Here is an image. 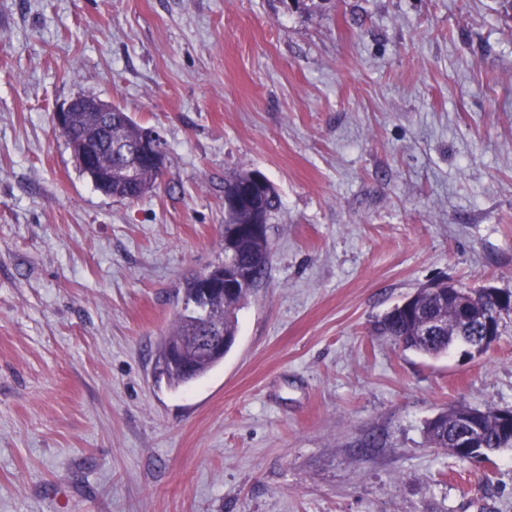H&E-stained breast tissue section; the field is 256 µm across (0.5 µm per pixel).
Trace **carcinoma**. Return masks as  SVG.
Wrapping results in <instances>:
<instances>
[{"label": "carcinoma", "mask_w": 512, "mask_h": 512, "mask_svg": "<svg viewBox=\"0 0 512 512\" xmlns=\"http://www.w3.org/2000/svg\"><path fill=\"white\" fill-rule=\"evenodd\" d=\"M98 112H73V133L67 139L74 161L80 173H86L81 164L82 156L94 152L95 170L91 182L95 189L106 196L128 200L140 198L152 190L161 178L151 166H143L134 177L125 172V162L112 155L109 144L121 143L134 146L140 137L143 126L128 113L112 114V130L99 125ZM254 170L243 169L224 181V199L239 193L245 183L252 182ZM280 207V196L276 187L268 180L261 185H253L250 197L224 210V258L238 263L232 272L244 279V284L224 295L211 298L208 314L181 313L172 332L161 343L156 358L164 355L170 342L190 343L194 337L208 332L216 326L224 327V351L195 361L191 372L168 369L157 377L168 387L177 390L187 387L209 374L224 360V352L233 345L237 333V311L266 276L271 262V247L267 231L253 233L251 225L264 217L269 223L271 216ZM376 333L402 339L403 349L412 350L428 357L448 354V350L458 344L471 346L482 335V327L473 322L464 323L458 317L456 306L448 302V282L440 281L428 285L417 293L411 304L403 309L392 307L375 323ZM455 408L443 411L430 420L425 436L434 448L449 449L454 456L466 460L468 456L455 448H448L456 424L452 420ZM479 426L485 438L483 457L500 448L512 447V428H505L499 422L496 411L487 410Z\"/></svg>", "instance_id": "1"}]
</instances>
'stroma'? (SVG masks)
<instances>
[{
	"instance_id": "1",
	"label": "stroma",
	"mask_w": 512,
	"mask_h": 512,
	"mask_svg": "<svg viewBox=\"0 0 512 512\" xmlns=\"http://www.w3.org/2000/svg\"><path fill=\"white\" fill-rule=\"evenodd\" d=\"M125 108L159 187L97 191L54 114ZM281 206L223 364L152 376L224 180ZM439 279L512 291V19L496 0H0V512H512V447L424 431L512 410L480 357L372 330ZM165 147L161 136L152 128H144L141 136L137 154L129 163V170L132 172L138 163H147L155 166L161 172L166 171ZM455 409L456 406H453L449 410L439 413L428 422L425 430L428 443L434 448L449 450L454 456L462 460H469L470 458L459 452L456 448L469 453L471 456H476L475 458L481 457L478 448L475 446L479 430L470 424V418L461 421L457 425L451 423L456 414ZM455 427H457V432L453 442H451L452 448L448 449V442L451 441L452 432Z\"/></svg>"
}]
</instances>
